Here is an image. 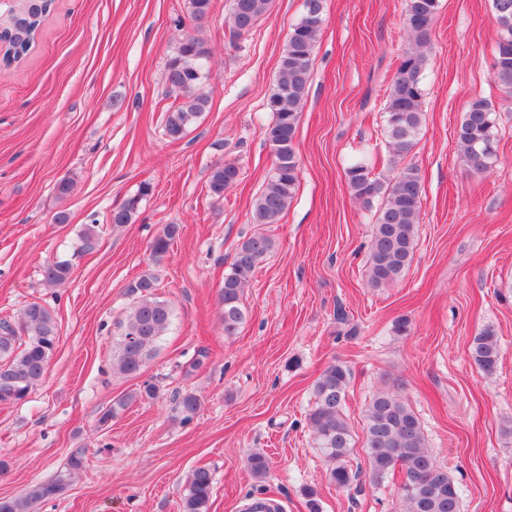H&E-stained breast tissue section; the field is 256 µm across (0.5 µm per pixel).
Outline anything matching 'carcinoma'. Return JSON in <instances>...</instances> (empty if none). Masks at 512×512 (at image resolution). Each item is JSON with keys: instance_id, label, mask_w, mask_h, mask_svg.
Here are the masks:
<instances>
[{"instance_id": "cac0c4a2", "label": "carcinoma", "mask_w": 512, "mask_h": 512, "mask_svg": "<svg viewBox=\"0 0 512 512\" xmlns=\"http://www.w3.org/2000/svg\"><path fill=\"white\" fill-rule=\"evenodd\" d=\"M55 0H13L0 7V62L8 68L25 60L35 47L43 25L53 11ZM311 8L290 29L280 57L274 88L267 100L274 122L267 138L275 161L268 182L256 197L252 208L255 224L278 223L294 199L299 187V159L295 138L310 86L314 50L324 26L322 0H307ZM273 0H230L229 30L238 38L253 30L269 13ZM498 25L494 49L493 78L504 87H512V0H493ZM439 0H408L404 26L410 37L402 50L396 73L387 89L384 103V134L392 178L373 175L370 161L362 156L345 169L348 186L355 199L369 204L381 199L375 214L369 252L368 285L387 288L403 276L413 257L415 229L422 197L420 170L402 164L417 144L425 121L423 112V72L426 56L421 48L430 42L438 13ZM210 51L194 35L182 39L176 54L167 62L164 79L174 100L166 109L165 131L169 138L180 139L187 128L209 108V97L201 85L208 79ZM457 146L465 165L484 172L497 159V119L491 103L471 99L462 112L456 130ZM239 168L232 162L211 169L209 192L220 199L235 184ZM139 198L132 197L112 209L110 223L128 224ZM179 231L167 224L151 243V256L159 262L168 252ZM99 244L96 223L85 225L80 234L79 252L90 253ZM273 247L264 235L244 240L233 263L224 274L220 289L224 305V335L233 336L243 323L241 295L257 266ZM73 271L67 260L48 264L44 279L51 285L66 282ZM158 280L148 269L126 285L135 298L123 330L112 351V369L125 377L139 375L159 352L161 341L173 321V308L157 294ZM58 341V330L51 311L39 303L27 305L16 321L0 320V404H17L38 385L46 372ZM471 358L481 373L490 377L498 370L497 338L484 330L473 338ZM350 371L339 363L328 365L315 384V401L307 415L317 448L329 463L331 480L339 487L350 485L352 475L345 465L353 444V432L344 415ZM159 387L151 382L116 400L106 409L100 422L115 418L134 401L154 399ZM200 401L192 393L178 399L177 411L187 423L199 409ZM363 449L369 461L371 479L383 480L401 468V512H461L459 489L448 472L437 465L426 443L419 417L395 392H377L367 404L364 415ZM81 453L71 456L68 471L49 481L30 484L24 492L0 498V512H31L38 503L54 500L66 489L70 474L83 468ZM247 465L257 477L269 471L262 454H252ZM213 475L206 467L194 469L188 480L181 512H210Z\"/></svg>"}]
</instances>
